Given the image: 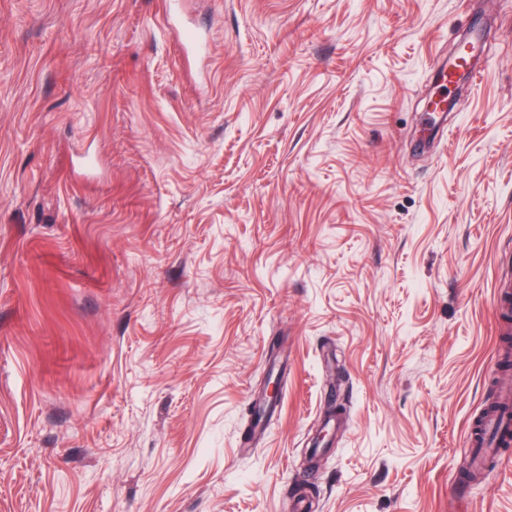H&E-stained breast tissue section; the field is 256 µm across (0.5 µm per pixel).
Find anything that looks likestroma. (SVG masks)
Masks as SVG:
<instances>
[{"instance_id": "stroma-1", "label": "stroma", "mask_w": 512, "mask_h": 512, "mask_svg": "<svg viewBox=\"0 0 512 512\" xmlns=\"http://www.w3.org/2000/svg\"><path fill=\"white\" fill-rule=\"evenodd\" d=\"M165 2L0 0V512H512V0Z\"/></svg>"}]
</instances>
